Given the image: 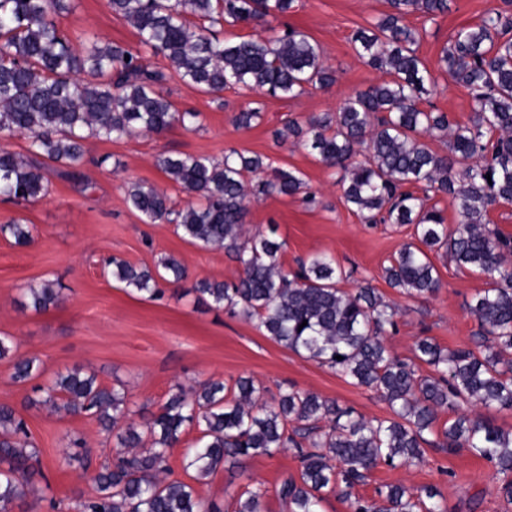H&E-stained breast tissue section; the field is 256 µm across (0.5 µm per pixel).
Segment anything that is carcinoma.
<instances>
[{"label": "carcinoma", "instance_id": "cac0c4a2", "mask_svg": "<svg viewBox=\"0 0 512 512\" xmlns=\"http://www.w3.org/2000/svg\"><path fill=\"white\" fill-rule=\"evenodd\" d=\"M295 0H108L112 12L137 30L143 46L166 57L186 82L211 93L226 88L261 90L294 97L335 82L320 46L292 28L265 39H219L212 27L227 23H270L286 15ZM389 11L371 29H360L352 44L366 64L388 79L343 100L334 112L302 125L288 118L276 137L294 138L325 167L337 171L345 204L367 224H409L415 244L403 246L384 268L385 280L408 296L427 301L441 282L429 258L446 250L458 266L477 270L488 287L468 305L480 331L472 346L451 352L429 338L416 345L430 368L394 357L385 336L397 328L399 310L384 303L367 284L348 293L339 284L351 276L326 255H314L288 271L281 262L284 242L267 234L242 238L250 196L304 195L298 172L274 168L261 155L232 149L224 160L203 156L161 157L160 168L185 191L203 199L175 210L170 197L134 184L128 202L146 221H169L203 248H222L240 265L232 283L202 279L195 292L217 307L253 321L263 335L299 355L333 369L349 383L376 392L391 416L367 419L351 407L316 394L289 390L277 403L263 402V388L250 377L232 386L209 379L192 395L180 390L138 430L125 394L102 386L93 374L73 369L47 386L45 403L71 415L87 414L115 438L112 463L92 476L95 492L76 497L74 512H223L205 503L195 488L170 473V450L186 428L201 436L183 454V467L198 481L228 460L236 467L256 456L295 450L299 477L275 488L283 512H320L333 492L349 512H447L434 486L416 489L384 483L371 497L353 489L380 466L421 462L426 447L465 449L502 476L499 493L512 503V431L461 411L463 404L512 409V237L491 224L497 205L512 204V16L492 8L480 22L455 32L438 68L464 85L474 102L468 124L448 113L422 107L438 89L437 79L418 56L420 32L406 23L420 12L433 22L448 13V0H387ZM71 0H0V134L30 139L27 161L0 150V197L31 203L49 192V163L78 169L85 135L107 140L160 134L178 123L198 122L199 113L179 112L163 93L167 75L149 68L142 55L110 43L72 45L56 17ZM202 21L196 25L191 18ZM451 136L449 151L431 143ZM446 197L461 221L450 231L443 210L427 205ZM0 233L17 245L33 240L28 224H1ZM112 277L136 292L156 297L161 283L177 284L186 268L173 257L156 269L137 268L113 258ZM29 305L47 310L60 293L46 283L28 288ZM342 359H336V356ZM40 365L14 362L12 379L25 383ZM456 417L430 440L438 411ZM61 457L86 471L91 450L80 440ZM43 475L39 451L25 420L0 405V512H12L33 494ZM267 490L246 488L236 512H264Z\"/></svg>", "mask_w": 512, "mask_h": 512}]
</instances>
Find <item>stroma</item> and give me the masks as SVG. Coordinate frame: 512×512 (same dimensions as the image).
I'll return each mask as SVG.
<instances>
[{
	"instance_id": "35a3bbf8",
	"label": "stroma",
	"mask_w": 512,
	"mask_h": 512,
	"mask_svg": "<svg viewBox=\"0 0 512 512\" xmlns=\"http://www.w3.org/2000/svg\"><path fill=\"white\" fill-rule=\"evenodd\" d=\"M501 5V0H449L447 14L433 23L417 12L408 15L409 26L425 31L419 56L437 70L450 35L475 25L487 9ZM388 9L386 0H297L283 22L320 45L336 81L288 100L260 91L205 93L183 81L162 56H149L151 66L168 76L165 96L178 111L198 113V126L175 124L160 134L118 141L88 138L80 179L68 177L64 167L55 165L47 172L49 192L41 200H0V224L20 221L32 227L34 236L30 245L20 246L0 235V336L12 341L11 351L0 359V404L13 407L25 419L40 451L45 477L35 485L41 499L37 512H51L53 502L58 512H71L75 497L94 489L82 469L56 465L70 440L81 439L92 448L94 464L110 458L113 438L95 420L42 403L47 380L74 368L95 373L104 386L123 390L139 424L158 412L177 388L189 389L210 378L230 384L241 376L261 385L269 402L294 389L337 401L369 419L390 415L374 391L347 383L327 366L264 336L247 318L230 315L195 293L194 285L201 279L235 281L239 265L223 250L190 244L173 224L145 222L130 206L126 191L133 183L165 191L179 209L196 203L195 195L158 167L159 157L194 154L220 161L225 151L236 149L299 171L317 205H307L298 195L249 199L246 233L276 226L278 239L285 243L281 260L288 270L295 269L297 259L320 253L335 257L344 267H355L354 276L342 282L343 290L353 293L370 282L386 302L402 311L396 331L386 338L391 353L401 360H415L416 343L424 337L447 350L470 344L479 326L467 305L485 288V278L457 267L449 255L438 251L430 255L441 281L435 297L421 302L391 288L383 268L391 255L412 242L411 228L362 223L345 204L336 177L303 146L275 136L286 118L307 123L382 80V73L355 53L351 39L357 30L372 28ZM58 23L76 45L97 39L134 51L141 48L136 30L112 13L108 0H74L72 10ZM432 101L459 123L469 122L473 115L468 90L447 74L439 73ZM254 107L261 108V120L247 129L237 127L235 115ZM164 254L180 260L187 276L163 286L154 299L124 288L106 267L113 257L151 267ZM47 282L61 284L62 300L58 306L35 311L26 291ZM20 356L35 359L42 376L26 384L13 382V363ZM298 473V461L286 450L249 459L240 470L224 466L196 489L223 512H234L246 485L260 483L268 490L265 512H282L275 488L284 477ZM381 483L435 486L448 512H512V504L498 493L494 469L463 449L450 453L431 447L418 465L377 468L369 483L356 486L354 492L369 496Z\"/></svg>"
}]
</instances>
